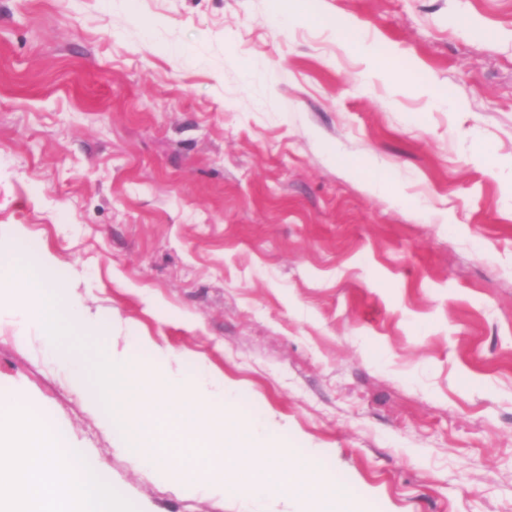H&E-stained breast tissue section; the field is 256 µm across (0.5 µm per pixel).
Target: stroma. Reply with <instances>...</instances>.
Here are the masks:
<instances>
[{"label":"stroma","instance_id":"obj_1","mask_svg":"<svg viewBox=\"0 0 512 512\" xmlns=\"http://www.w3.org/2000/svg\"><path fill=\"white\" fill-rule=\"evenodd\" d=\"M0 0V260L90 348L223 375L357 512H512V0ZM0 397L114 512H244L142 468L23 313Z\"/></svg>","mask_w":512,"mask_h":512}]
</instances>
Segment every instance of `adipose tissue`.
Masks as SVG:
<instances>
[{"label": "adipose tissue", "instance_id": "1", "mask_svg": "<svg viewBox=\"0 0 512 512\" xmlns=\"http://www.w3.org/2000/svg\"><path fill=\"white\" fill-rule=\"evenodd\" d=\"M58 437L45 422L0 412V512H112V489L80 465H57Z\"/></svg>", "mask_w": 512, "mask_h": 512}]
</instances>
